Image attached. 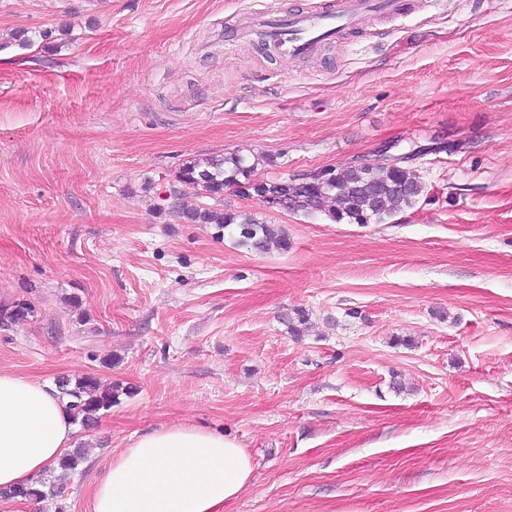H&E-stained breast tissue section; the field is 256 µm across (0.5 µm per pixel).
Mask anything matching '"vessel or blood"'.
<instances>
[{"label": "vessel or blood", "instance_id": "1", "mask_svg": "<svg viewBox=\"0 0 512 512\" xmlns=\"http://www.w3.org/2000/svg\"><path fill=\"white\" fill-rule=\"evenodd\" d=\"M397 0H331L304 12L289 13L277 9L251 12L243 35L263 32L284 59L312 55L325 42L337 40L374 13H393Z\"/></svg>", "mask_w": 512, "mask_h": 512}]
</instances>
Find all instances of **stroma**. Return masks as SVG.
<instances>
[{
  "instance_id": "stroma-1",
  "label": "stroma",
  "mask_w": 512,
  "mask_h": 512,
  "mask_svg": "<svg viewBox=\"0 0 512 512\" xmlns=\"http://www.w3.org/2000/svg\"><path fill=\"white\" fill-rule=\"evenodd\" d=\"M319 2L0 0V311L35 308L0 315V369L122 389L62 497L0 512H90L113 454L180 423L255 462L224 512H512V0H402L297 61L235 36ZM434 138L384 224L225 193L286 251L161 208L191 159L277 179Z\"/></svg>"
}]
</instances>
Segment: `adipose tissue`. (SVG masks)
Returning <instances> with one entry per match:
<instances>
[{
  "instance_id": "1",
  "label": "adipose tissue",
  "mask_w": 512,
  "mask_h": 512,
  "mask_svg": "<svg viewBox=\"0 0 512 512\" xmlns=\"http://www.w3.org/2000/svg\"><path fill=\"white\" fill-rule=\"evenodd\" d=\"M71 417L39 380L0 371V487L31 483L71 445ZM251 456L235 439L172 425L113 455L92 512H222L246 488Z\"/></svg>"
}]
</instances>
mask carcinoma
Instances as JSON below:
<instances>
[{
	"label": "carcinoma",
	"mask_w": 512,
	"mask_h": 512,
	"mask_svg": "<svg viewBox=\"0 0 512 512\" xmlns=\"http://www.w3.org/2000/svg\"><path fill=\"white\" fill-rule=\"evenodd\" d=\"M48 31L34 35L19 31L14 41L29 47L36 41H47ZM258 162H249L240 154L223 158L191 159L175 174L167 210L186 224H214L232 229L238 246L265 252L275 246L288 250V235L279 224H272L255 213L231 208H217L206 203L186 205L183 189L205 198H224V192L240 193V187L251 186L257 196L272 194L278 206L289 212L312 215L323 212L333 221L348 224H385L405 209L415 206L424 192L418 174L403 165H369L348 162L340 167L320 170L318 177H292L274 180L257 177ZM62 397L68 398L67 409L84 427L92 426L101 411L112 408L118 389L93 376L64 379L58 383ZM85 458V449L76 448L57 463L58 475L50 485L36 480L27 486L1 490L4 499L38 502L60 496L71 475Z\"/></svg>",
	"instance_id": "carcinoma-1"
}]
</instances>
